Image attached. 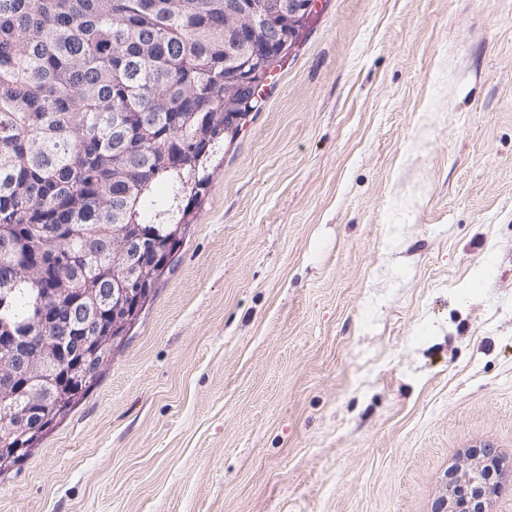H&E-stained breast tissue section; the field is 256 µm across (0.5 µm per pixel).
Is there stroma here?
I'll use <instances>...</instances> for the list:
<instances>
[{
  "label": "stroma",
  "mask_w": 512,
  "mask_h": 512,
  "mask_svg": "<svg viewBox=\"0 0 512 512\" xmlns=\"http://www.w3.org/2000/svg\"><path fill=\"white\" fill-rule=\"evenodd\" d=\"M112 363L0 512H434L504 459L512 0H316Z\"/></svg>",
  "instance_id": "obj_1"
}]
</instances>
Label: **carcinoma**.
<instances>
[{"label": "carcinoma", "instance_id": "obj_1", "mask_svg": "<svg viewBox=\"0 0 512 512\" xmlns=\"http://www.w3.org/2000/svg\"><path fill=\"white\" fill-rule=\"evenodd\" d=\"M224 0H0V325L43 339L51 288L57 316L76 288H110L124 235L140 224L158 260L132 279L142 303L211 185L212 158L235 134L283 43L245 67L224 58ZM165 202L156 204V189ZM112 358L87 346L59 372L64 417ZM37 442L6 440L14 464Z\"/></svg>", "mask_w": 512, "mask_h": 512}]
</instances>
